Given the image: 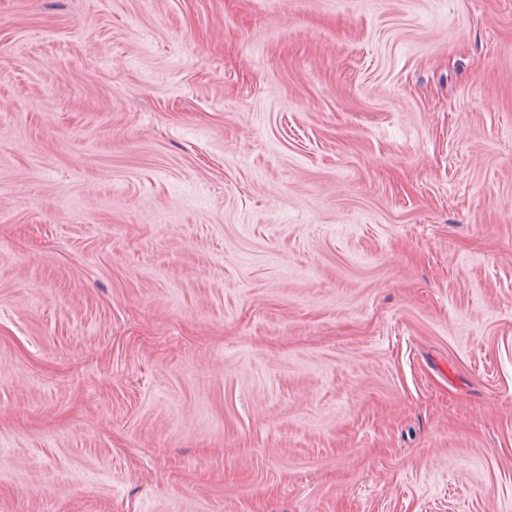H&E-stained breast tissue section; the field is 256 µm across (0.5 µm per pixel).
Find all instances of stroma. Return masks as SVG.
<instances>
[{"instance_id":"stroma-1","label":"stroma","mask_w":512,"mask_h":512,"mask_svg":"<svg viewBox=\"0 0 512 512\" xmlns=\"http://www.w3.org/2000/svg\"><path fill=\"white\" fill-rule=\"evenodd\" d=\"M0 512H512V0H0Z\"/></svg>"}]
</instances>
